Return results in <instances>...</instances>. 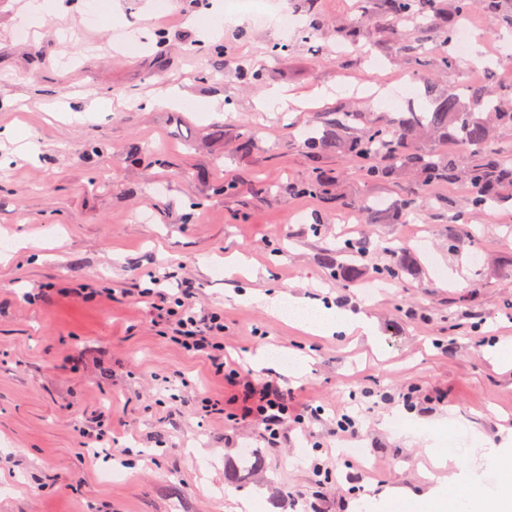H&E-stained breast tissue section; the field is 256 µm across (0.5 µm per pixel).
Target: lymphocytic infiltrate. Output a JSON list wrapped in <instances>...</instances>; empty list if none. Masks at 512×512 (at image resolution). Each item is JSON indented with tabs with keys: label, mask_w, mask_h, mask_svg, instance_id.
<instances>
[{
	"label": "lymphocytic infiltrate",
	"mask_w": 512,
	"mask_h": 512,
	"mask_svg": "<svg viewBox=\"0 0 512 512\" xmlns=\"http://www.w3.org/2000/svg\"><path fill=\"white\" fill-rule=\"evenodd\" d=\"M160 274L149 277L137 294L172 326L173 339L183 350L208 358L215 372L230 387L225 401L205 400L206 413L223 414L225 421L251 420L260 424L268 442H277L287 423L304 424L305 417L292 405V396L271 384L258 385L243 375L241 368L224 357V318L215 312L195 309L188 286L169 293Z\"/></svg>",
	"instance_id": "1"
}]
</instances>
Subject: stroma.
I'll return each mask as SVG.
<instances>
[{"label": "stroma", "instance_id": "stroma-1", "mask_svg": "<svg viewBox=\"0 0 512 512\" xmlns=\"http://www.w3.org/2000/svg\"><path fill=\"white\" fill-rule=\"evenodd\" d=\"M153 2L113 0L101 12L55 0L23 39L15 17L26 0H0V512H234L242 497L254 512H357L363 495L384 492L390 504L371 512H395L394 501L439 488L424 436L445 440L462 425L511 450L512 365L494 349L512 342V206L470 215L464 189L367 183L333 154L317 168L342 177L345 198L413 196L418 211L345 224V198L288 191L316 168L303 131L330 113L386 121L398 109L374 107V94L460 81L438 64L441 33L400 57L387 33L376 47L340 42L337 26L367 0H270L266 24L239 15L215 36L186 25L201 13L193 0H173L163 16ZM285 9L320 18L316 35L284 33ZM134 39L143 48L131 55ZM283 42L288 51L271 56ZM219 48L235 68L217 66ZM171 87L184 106L162 103ZM274 89L288 100L264 110ZM351 238L371 247L348 283L323 257ZM392 241L411 247L417 271L386 283ZM156 271L223 311L228 355L321 408L319 420L270 444L253 422L204 415L202 398L222 397L224 382L137 300ZM278 292L364 314L374 332L313 334L267 312ZM268 344L283 367L251 363ZM299 353L311 358L300 372ZM340 410L358 415L352 443L364 458L336 439ZM101 412L116 425L113 445L81 447L82 426ZM388 418L410 437L383 429ZM251 452L263 469L231 482ZM318 462L330 476L316 475Z\"/></svg>", "mask_w": 512, "mask_h": 512}]
</instances>
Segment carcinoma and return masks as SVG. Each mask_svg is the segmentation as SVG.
<instances>
[{
	"instance_id": "1",
	"label": "carcinoma",
	"mask_w": 512,
	"mask_h": 512,
	"mask_svg": "<svg viewBox=\"0 0 512 512\" xmlns=\"http://www.w3.org/2000/svg\"><path fill=\"white\" fill-rule=\"evenodd\" d=\"M481 10L490 30L512 27V13L503 9V0H454L452 18L445 17L436 0H373L371 9L355 21L358 33L373 35L378 16L392 24L393 45L398 54L412 50L414 32L425 37L441 29L445 42L453 43L455 25ZM424 96L430 100L428 112H403L392 126L378 124L359 127L360 112H338L336 117L308 136L303 143L319 153H334L352 159L370 182L404 176L427 188L447 183L448 190L463 183L467 186L466 207L478 213L486 208L512 202V140H504L500 132L512 129V85L502 89L491 83H468L448 86L437 91L426 85ZM442 141L448 150H430L426 145ZM299 195L313 194L322 198L332 195V183L321 176L310 183L293 187ZM366 224L397 222L416 211L412 199L401 198L386 209H378L368 199L346 201ZM391 262L384 277L395 281L414 269V257L404 245L385 247ZM350 261L336 265L343 280L357 279L359 261L368 253V243L358 240L345 246Z\"/></svg>"
}]
</instances>
